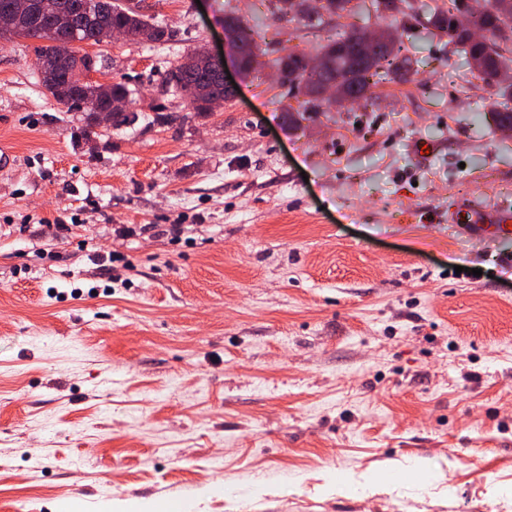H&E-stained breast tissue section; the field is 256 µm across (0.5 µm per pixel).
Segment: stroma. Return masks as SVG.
<instances>
[{
    "label": "stroma",
    "mask_w": 512,
    "mask_h": 512,
    "mask_svg": "<svg viewBox=\"0 0 512 512\" xmlns=\"http://www.w3.org/2000/svg\"><path fill=\"white\" fill-rule=\"evenodd\" d=\"M316 5L140 0L163 40L78 46L138 115L89 142L86 111L44 90L36 40H0V512H512V236L459 222L512 206V132L430 22L448 0ZM228 14L259 63L228 68L235 100L200 116L161 76L200 46L223 56ZM353 29L392 31L412 78L300 111L277 60ZM414 458L450 469L453 494L323 490ZM175 506L154 499L112 500L103 504L102 512H171ZM151 509V510H150Z\"/></svg>",
    "instance_id": "obj_1"
}]
</instances>
